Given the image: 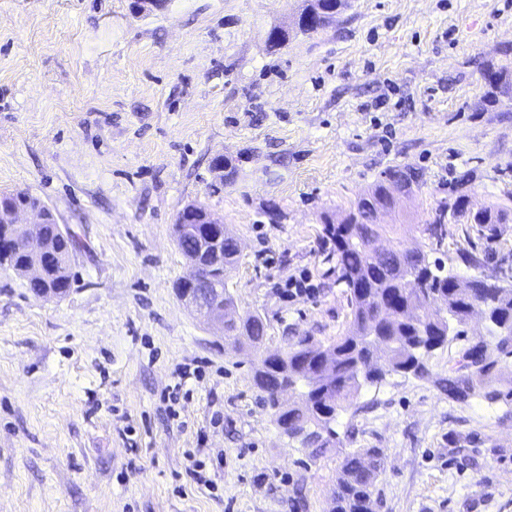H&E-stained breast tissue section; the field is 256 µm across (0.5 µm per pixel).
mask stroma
Segmentation results:
<instances>
[{"instance_id": "1", "label": "stroma", "mask_w": 512, "mask_h": 512, "mask_svg": "<svg viewBox=\"0 0 512 512\" xmlns=\"http://www.w3.org/2000/svg\"><path fill=\"white\" fill-rule=\"evenodd\" d=\"M302 5L0 0V192L39 197L80 242L63 298L0 269V512H327L360 448L385 456L381 512H512V406L440 386L482 319L428 378L365 385L333 443L304 448L263 407L254 354L177 297L172 226L199 204L240 244L227 288L265 317L264 352L328 342L350 306L323 214L403 166L421 181L382 217L394 247L460 176L472 208L512 196V97L482 104L486 65L512 66V0H348L309 35ZM462 249L483 243L452 224L433 255L473 276ZM300 275L313 293L286 296Z\"/></svg>"}]
</instances>
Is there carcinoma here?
Wrapping results in <instances>:
<instances>
[{
	"instance_id": "1",
	"label": "carcinoma",
	"mask_w": 512,
	"mask_h": 512,
	"mask_svg": "<svg viewBox=\"0 0 512 512\" xmlns=\"http://www.w3.org/2000/svg\"><path fill=\"white\" fill-rule=\"evenodd\" d=\"M345 0H307L301 14H312L311 22L298 27L302 33L314 32L324 17H331ZM491 88L487 101L512 93V70L493 64L484 69ZM420 173L412 167L384 172L374 187L360 196L338 222L322 217L323 237L330 244L327 260L336 264L339 281L349 294L350 320L345 332L324 343L312 336H298L283 349L262 357L254 366L253 381L264 406L280 432L299 441L305 448H325L335 437L332 423L347 411L366 384L379 381L388 373L424 379L429 376L426 356L448 345L450 339L464 333L476 308L487 312L492 340H477L457 366L450 368L448 397L465 402L473 396L492 403L512 404V383L492 386L500 364L512 358V282L498 277L474 275L462 277L417 242L377 249L375 242L397 230L395 224L377 222L379 210L390 203L389 191L411 193ZM5 206L51 209L23 192L0 193ZM193 213L189 224H174L179 249L186 256L196 255L205 274L226 284L238 263L236 238L228 230L216 239L204 232L212 214L196 204L186 206ZM512 221V207L506 204L474 210L465 195L435 210L425 232L442 241L448 224H471L486 251L503 236V225ZM40 233L52 245L56 257L46 267L44 277L30 283L34 292L53 288L66 293L73 281L72 258L80 247L76 236L64 240L56 219L40 225ZM22 235L11 224H0V246L5 258L17 272L33 263V258L17 246ZM224 309V335L241 347L257 349L265 339L266 323L258 313L234 315V298L229 291L215 301ZM298 393L300 402L285 401L280 392ZM384 472V460L377 448H362L343 462L336 479L329 512H377L380 502L376 484Z\"/></svg>"
}]
</instances>
